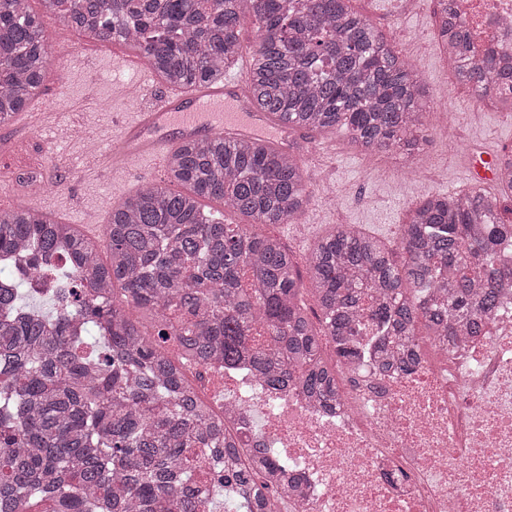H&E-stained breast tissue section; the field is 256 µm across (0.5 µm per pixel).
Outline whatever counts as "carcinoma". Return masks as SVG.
<instances>
[{"label":"carcinoma","mask_w":512,"mask_h":512,"mask_svg":"<svg viewBox=\"0 0 512 512\" xmlns=\"http://www.w3.org/2000/svg\"><path fill=\"white\" fill-rule=\"evenodd\" d=\"M64 30L120 36L174 88L224 77L241 51L240 20L265 37L254 47L257 107L310 131L343 128L362 150L408 156L429 141L430 95L413 66L342 0H41ZM456 81L512 100V65L473 57L453 0H437ZM51 52L29 0H0V122L43 85ZM168 181L112 209L99 246L37 209L0 214V512H275L295 481L274 448L225 469L204 492L189 466L195 448H231L185 368L239 366L273 390L294 388L331 408L339 361H360L363 333L386 332L380 373L413 371L419 323L445 350L512 292L497 268L512 243L500 197L481 183L428 196L390 247L338 224L298 263L259 227L299 217L309 201L301 159L262 140L189 141L168 156ZM224 202L244 224L205 214ZM106 249L108 259L100 258ZM47 296L55 309L30 305ZM311 297L320 311L309 315Z\"/></svg>","instance_id":"carcinoma-1"}]
</instances>
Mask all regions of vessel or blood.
<instances>
[{
	"label": "vessel or blood",
	"instance_id": "1",
	"mask_svg": "<svg viewBox=\"0 0 512 512\" xmlns=\"http://www.w3.org/2000/svg\"><path fill=\"white\" fill-rule=\"evenodd\" d=\"M246 80L231 77L221 81L168 91L143 110L130 113L113 136L121 150L106 159L107 170L122 168L127 158L161 159L184 142L218 138L227 142L262 139L288 147L301 142L300 128L285 120H272L269 113L254 111L245 91ZM50 116L23 111L0 131L41 127Z\"/></svg>",
	"mask_w": 512,
	"mask_h": 512
}]
</instances>
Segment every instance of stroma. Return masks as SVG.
I'll return each instance as SVG.
<instances>
[{
  "mask_svg": "<svg viewBox=\"0 0 512 512\" xmlns=\"http://www.w3.org/2000/svg\"><path fill=\"white\" fill-rule=\"evenodd\" d=\"M355 11L367 17L385 40L407 51L406 39L421 49L408 53L420 81L435 98L430 122L437 132L427 145L426 165H438L435 179H406L400 154L362 153L349 142L345 130L308 133L322 148L305 162L310 200L299 223L265 226L266 234L279 238L297 257L304 258L318 240L339 224H357L387 245L397 243L398 227L411 207L431 195L448 196L474 182L473 165L480 154L495 155L512 149V116L488 100L459 96L434 44L430 42L433 0L410 5L406 0H353ZM136 70L114 58L112 45L85 41L65 68L47 74L41 101L53 112L50 125L15 137L0 135V163L12 178L10 194L0 195V207L17 208L29 194V175L47 161L57 168L55 181L45 183L39 198L43 207L55 209L65 224L83 225L87 213L107 223L113 207L128 196L129 185L162 181L164 169L145 161L130 162L117 181L102 176V155L112 150V131L127 112L125 91L136 84ZM90 126L102 141L97 152L70 134L77 125ZM463 132L467 146L448 143L439 129L444 125Z\"/></svg>",
  "mask_w": 512,
  "mask_h": 512,
  "instance_id": "obj_1",
  "label": "stroma"
}]
</instances>
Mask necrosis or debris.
<instances>
[{"label": "necrosis or debris", "instance_id": "necrosis-or-debris-1", "mask_svg": "<svg viewBox=\"0 0 512 512\" xmlns=\"http://www.w3.org/2000/svg\"><path fill=\"white\" fill-rule=\"evenodd\" d=\"M476 56L512 57V0H455ZM336 410L228 369L195 382L245 452L268 443L300 490L287 512H512V297L449 354L408 376L337 365Z\"/></svg>", "mask_w": 512, "mask_h": 512}]
</instances>
